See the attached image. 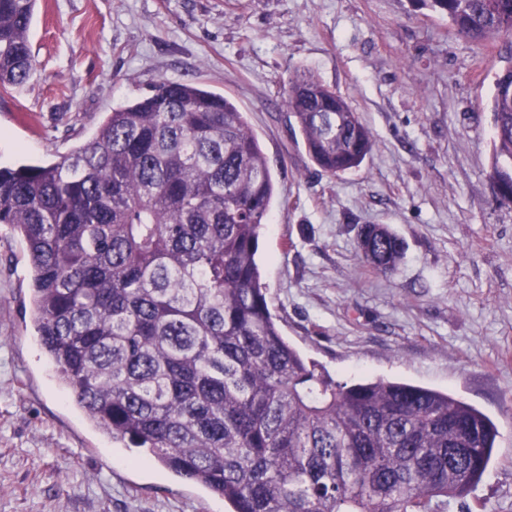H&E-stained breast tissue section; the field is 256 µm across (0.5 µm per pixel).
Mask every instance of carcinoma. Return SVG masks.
I'll list each match as a JSON object with an SVG mask.
<instances>
[{
    "label": "carcinoma",
    "mask_w": 512,
    "mask_h": 512,
    "mask_svg": "<svg viewBox=\"0 0 512 512\" xmlns=\"http://www.w3.org/2000/svg\"><path fill=\"white\" fill-rule=\"evenodd\" d=\"M476 43L509 45L494 76L491 182L512 207V0H415ZM36 0H0V88L34 73ZM284 107L337 176L375 147L313 75ZM274 181L245 114L198 83L161 80L50 164L0 167V224L19 232L39 343L85 418L229 512H467L499 431L452 396L384 379L339 382L282 336L258 254ZM397 270L403 240L358 237Z\"/></svg>",
    "instance_id": "carcinoma-1"
}]
</instances>
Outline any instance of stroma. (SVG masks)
<instances>
[{
    "mask_svg": "<svg viewBox=\"0 0 512 512\" xmlns=\"http://www.w3.org/2000/svg\"><path fill=\"white\" fill-rule=\"evenodd\" d=\"M35 73L0 91V166L58 161L159 80L195 81L246 114L275 181L259 262L283 335L338 381L447 392L501 437L466 498L512 512V209L489 178L494 73L480 46L412 0H38ZM308 72L376 146L332 177L282 94ZM363 224L406 250L367 268ZM93 427L61 390L31 315L25 244L0 224V512H225L224 501Z\"/></svg>",
    "mask_w": 512,
    "mask_h": 512,
    "instance_id": "1",
    "label": "stroma"
}]
</instances>
